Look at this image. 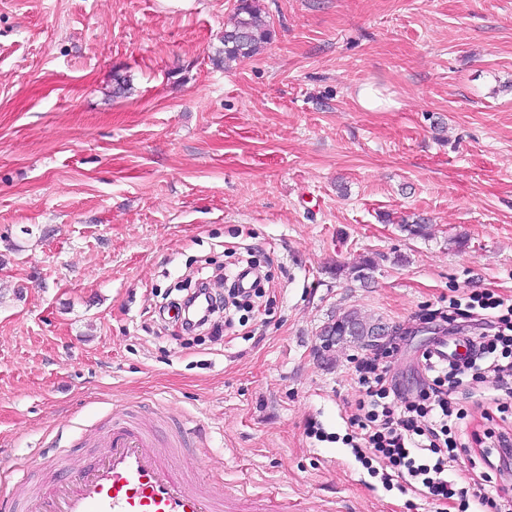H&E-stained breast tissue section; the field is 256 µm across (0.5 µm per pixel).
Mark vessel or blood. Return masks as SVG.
Segmentation results:
<instances>
[{
	"mask_svg": "<svg viewBox=\"0 0 512 512\" xmlns=\"http://www.w3.org/2000/svg\"><path fill=\"white\" fill-rule=\"evenodd\" d=\"M96 461L70 471L52 458L56 479L26 502V512H285L273 498L245 501L188 482L159 450L155 437L116 417Z\"/></svg>",
	"mask_w": 512,
	"mask_h": 512,
	"instance_id": "1",
	"label": "vessel or blood"
}]
</instances>
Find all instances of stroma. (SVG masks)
Masks as SVG:
<instances>
[{
  "instance_id": "stroma-1",
  "label": "stroma",
  "mask_w": 512,
  "mask_h": 512,
  "mask_svg": "<svg viewBox=\"0 0 512 512\" xmlns=\"http://www.w3.org/2000/svg\"><path fill=\"white\" fill-rule=\"evenodd\" d=\"M232 3L0 0V501L93 461L123 407L194 428L178 467L224 494L436 510L353 445L360 350L315 347L382 320L412 389L431 311L512 295V0H260L271 41L219 68ZM238 257L261 298L182 333L169 288ZM462 405L449 479L512 485L466 449L501 418Z\"/></svg>"
}]
</instances>
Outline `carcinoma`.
I'll return each mask as SVG.
<instances>
[{"instance_id": "obj_1", "label": "carcinoma", "mask_w": 512, "mask_h": 512, "mask_svg": "<svg viewBox=\"0 0 512 512\" xmlns=\"http://www.w3.org/2000/svg\"><path fill=\"white\" fill-rule=\"evenodd\" d=\"M272 36L267 16L262 13L258 0H235L231 23L224 29L222 48L212 61L228 65L252 57ZM375 260L365 258L346 271L352 278L365 281L372 277Z\"/></svg>"}]
</instances>
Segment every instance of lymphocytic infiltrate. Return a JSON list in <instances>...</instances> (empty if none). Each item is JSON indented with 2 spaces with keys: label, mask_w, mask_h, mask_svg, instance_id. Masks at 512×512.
<instances>
[{
  "label": "lymphocytic infiltrate",
  "mask_w": 512,
  "mask_h": 512,
  "mask_svg": "<svg viewBox=\"0 0 512 512\" xmlns=\"http://www.w3.org/2000/svg\"><path fill=\"white\" fill-rule=\"evenodd\" d=\"M470 301L478 306L470 320L479 323L491 316L496 333L463 337V351L454 362H438L424 351L422 387L416 393L394 385L378 358H360L355 366L359 395L351 422L357 439L396 477L422 485L442 504L457 494L448 478V434L464 413L453 394L491 376L495 384L481 391L482 403L495 405L500 394L512 395V298L483 292Z\"/></svg>",
  "instance_id": "f902f5d3"
}]
</instances>
